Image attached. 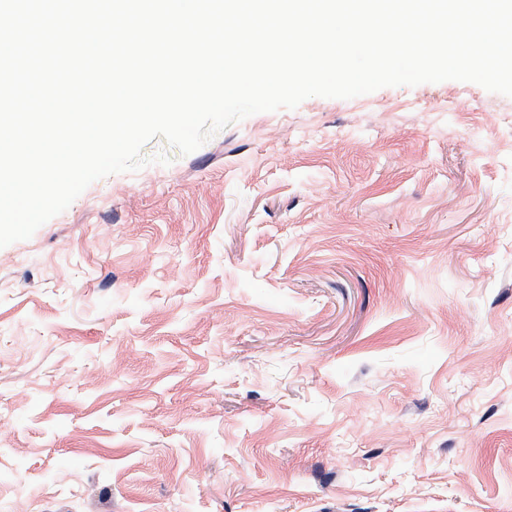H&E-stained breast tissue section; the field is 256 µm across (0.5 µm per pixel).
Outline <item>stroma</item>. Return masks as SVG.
I'll use <instances>...</instances> for the list:
<instances>
[{
  "label": "stroma",
  "instance_id": "stroma-1",
  "mask_svg": "<svg viewBox=\"0 0 512 512\" xmlns=\"http://www.w3.org/2000/svg\"><path fill=\"white\" fill-rule=\"evenodd\" d=\"M142 154L0 248V512H512V97Z\"/></svg>",
  "mask_w": 512,
  "mask_h": 512
}]
</instances>
